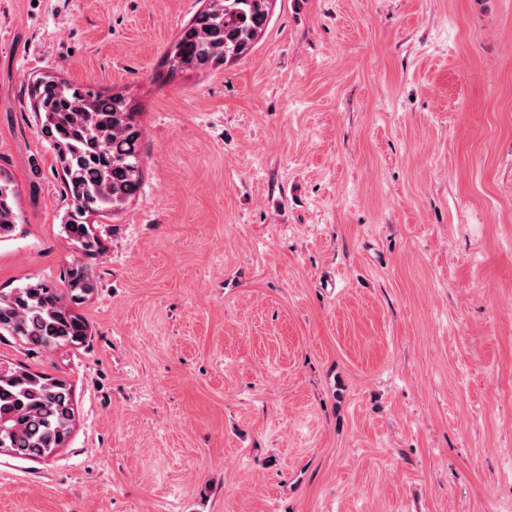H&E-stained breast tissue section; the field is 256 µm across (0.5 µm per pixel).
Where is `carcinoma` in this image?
Segmentation results:
<instances>
[{"label":"carcinoma","instance_id":"carcinoma-1","mask_svg":"<svg viewBox=\"0 0 512 512\" xmlns=\"http://www.w3.org/2000/svg\"><path fill=\"white\" fill-rule=\"evenodd\" d=\"M273 0H207L165 55L168 70L215 71L248 55L271 18ZM33 112L61 167L69 199L62 230L86 252L100 247L92 215L107 217L139 197L143 187V128L137 106L122 94L93 93L54 77L31 86ZM10 178L0 173V240L16 231ZM96 288L81 265L61 283L28 282L0 292V339L37 349L85 342L89 326L76 311ZM75 413L63 376L0 362V439L7 452L43 460L64 447Z\"/></svg>","mask_w":512,"mask_h":512}]
</instances>
